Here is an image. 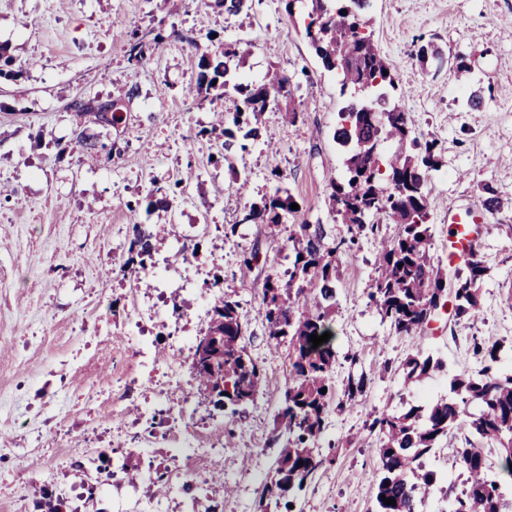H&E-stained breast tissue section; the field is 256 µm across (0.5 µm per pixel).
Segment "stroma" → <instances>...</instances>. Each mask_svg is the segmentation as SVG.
I'll return each instance as SVG.
<instances>
[{
	"label": "stroma",
	"mask_w": 512,
	"mask_h": 512,
	"mask_svg": "<svg viewBox=\"0 0 512 512\" xmlns=\"http://www.w3.org/2000/svg\"><path fill=\"white\" fill-rule=\"evenodd\" d=\"M309 9L308 0H297L290 13L283 0H256L249 14L231 16L214 0H0V45L14 59L11 73L0 76V512H32L48 479L68 489L62 512L82 507L86 491L70 450L94 426L122 442L109 453L115 477L95 492L99 507L110 512L115 501L149 498V462L166 441L135 461L134 484L121 454L134 446L139 410L153 397L129 334L133 295L120 272L137 219L154 233L138 294L153 302L147 336L161 365L172 362L174 339L162 335L161 324L173 309L198 313L187 327L194 341L222 295L240 303L247 352L264 369L255 402L220 412L185 381L174 385L170 401L180 423L213 429L203 504L210 512H253L275 465L274 420L288 377L287 354L270 352L254 309L266 280L284 276L294 252L289 224L273 232L240 223L239 215L246 202L281 186L300 204L301 219L323 226L327 243L346 234L327 198L330 177L344 169L334 131L345 98L338 75L323 68L305 36ZM370 17L375 41L398 63L395 81L408 91L416 134L442 149L428 189L434 264L448 282L467 276L464 262H448L449 213L481 207L486 185L503 206L488 214L479 241L488 268L479 316L447 314L414 338L395 334L369 302L377 240L360 239L337 254L336 404L319 444L323 464L299 512H372L379 465L372 420L423 392L444 393L449 373L477 372L474 342L500 344L512 360V0H373ZM137 27L163 30L166 40L134 68L128 34ZM242 39L250 46L240 76L258 83L278 68L290 76L292 96L263 114L261 135L247 150L232 148L230 163L213 165L209 157L222 145L214 132L234 98L201 102L187 88L198 78L201 51ZM427 43L440 50L443 66L417 59ZM460 63L477 105L458 94ZM132 87L138 94L131 99ZM78 97L127 99L126 119L101 126L71 109ZM286 108L298 111L297 122L284 119ZM78 129L93 136L96 151L74 149ZM275 167L282 182L270 178ZM239 172L250 180L244 196ZM172 192L174 207L162 205ZM179 222L201 230L182 240ZM191 250L198 261L189 267L181 256ZM251 250L259 261L240 277V256ZM420 349L447 370L405 388L401 365ZM362 375L364 391L344 400L349 378ZM125 383L129 396L114 409L112 391Z\"/></svg>",
	"instance_id": "stroma-1"
}]
</instances>
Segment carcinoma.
<instances>
[{
	"mask_svg": "<svg viewBox=\"0 0 512 512\" xmlns=\"http://www.w3.org/2000/svg\"><path fill=\"white\" fill-rule=\"evenodd\" d=\"M229 15L252 8V0H215ZM370 0H311L305 36L323 67L341 78V94L347 96L334 133L345 148L342 179L330 178L331 210L347 225L349 237L331 247L325 243L322 225L305 221L293 225L294 261L288 280H268L256 309V318L266 326L268 344L288 349V379L284 403L276 416V439L281 441L276 467L266 481L255 505L268 512L271 504L294 503L295 496L311 483L323 463L318 443L325 434L326 418L333 400L332 371L336 351L332 341L312 348L309 337L330 331L336 309L339 269L336 252L353 246L362 236L379 240L376 277L370 302L381 321L397 334L415 336L442 304L452 303L455 317H474L481 309L479 284L487 275L479 250L465 256L469 276L448 288L445 277L435 269L429 224L431 202L426 190L430 172L441 168V148L435 140L422 141L413 135L408 113L399 104L406 91L394 79L397 66L367 33ZM154 29H134L129 34L128 62L144 64L164 43ZM246 64V50L239 44L224 45L223 58L203 53L198 66V90L233 91L236 106L224 117V153L214 163H230L229 151L235 138H257L262 113L280 109V99L290 94V78L281 71L265 81L230 83V67ZM220 85H213V82ZM71 108L92 114L103 126L123 122L124 106L112 99H76ZM295 198L286 189L244 207L241 224L283 223L298 211L291 209ZM395 224V236L382 234V224ZM129 252L151 255L153 232L140 221L133 224ZM238 301L222 296L211 310L206 335L213 353L221 361L218 369L199 368L191 363L197 389L224 399L233 410L254 402L263 388V369L251 358L244 344L246 330ZM501 345L476 342L473 353L482 363L475 374L448 377V393L429 401L403 403L386 411L369 425L376 438L379 473L375 482L374 512H417L439 486L436 471L425 459L440 445L455 449V461L466 474V486L454 495L448 512H504L512 497V365L501 356ZM407 386L423 384L446 371L438 358L421 352L402 364ZM326 392H321V389ZM478 412L466 411L471 404ZM477 436L495 447L496 461L476 445ZM395 499L387 505L381 497Z\"/></svg>",
	"mask_w": 512,
	"mask_h": 512,
	"instance_id": "obj_1",
	"label": "carcinoma"
}]
</instances>
